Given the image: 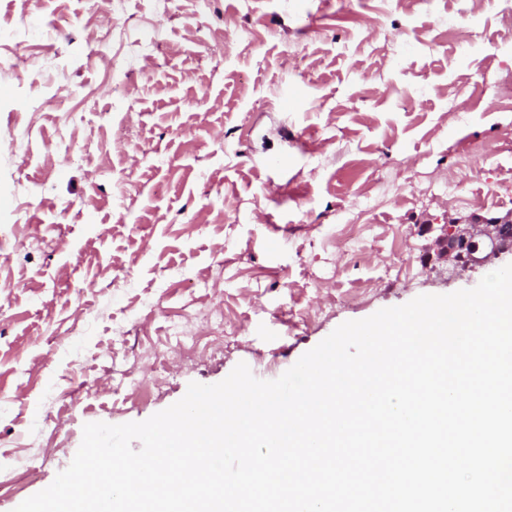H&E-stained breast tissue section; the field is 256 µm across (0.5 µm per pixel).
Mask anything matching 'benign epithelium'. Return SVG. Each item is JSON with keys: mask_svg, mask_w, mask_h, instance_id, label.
Segmentation results:
<instances>
[{"mask_svg": "<svg viewBox=\"0 0 512 512\" xmlns=\"http://www.w3.org/2000/svg\"><path fill=\"white\" fill-rule=\"evenodd\" d=\"M512 225V212L502 217L486 221V233L476 239L470 228H462L458 224L444 226L439 243L444 252L454 257L453 270L465 272L483 264L492 256L505 253L512 254V233L503 230L504 225Z\"/></svg>", "mask_w": 512, "mask_h": 512, "instance_id": "1", "label": "benign epithelium"}]
</instances>
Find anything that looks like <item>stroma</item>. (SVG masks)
I'll use <instances>...</instances> for the list:
<instances>
[{
    "instance_id": "stroma-1",
    "label": "stroma",
    "mask_w": 512,
    "mask_h": 512,
    "mask_svg": "<svg viewBox=\"0 0 512 512\" xmlns=\"http://www.w3.org/2000/svg\"><path fill=\"white\" fill-rule=\"evenodd\" d=\"M456 8L0 0V512L84 424L241 362L277 379L343 322L512 263L458 276L437 242L512 209V39L496 0L467 39Z\"/></svg>"
}]
</instances>
